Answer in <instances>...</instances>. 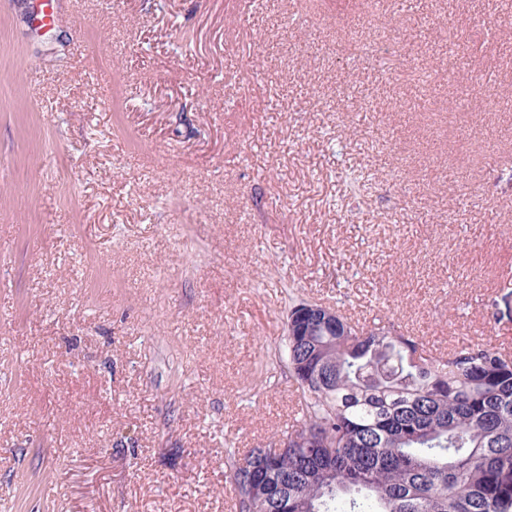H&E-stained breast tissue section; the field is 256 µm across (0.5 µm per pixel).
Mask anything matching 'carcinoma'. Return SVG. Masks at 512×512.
I'll return each instance as SVG.
<instances>
[{
	"mask_svg": "<svg viewBox=\"0 0 512 512\" xmlns=\"http://www.w3.org/2000/svg\"><path fill=\"white\" fill-rule=\"evenodd\" d=\"M286 337L300 420L228 453L235 512H512V357L439 359L392 324L335 314Z\"/></svg>",
	"mask_w": 512,
	"mask_h": 512,
	"instance_id": "cac0c4a2",
	"label": "carcinoma"
}]
</instances>
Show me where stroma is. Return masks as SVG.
Masks as SVG:
<instances>
[{
	"label": "stroma",
	"mask_w": 512,
	"mask_h": 512,
	"mask_svg": "<svg viewBox=\"0 0 512 512\" xmlns=\"http://www.w3.org/2000/svg\"><path fill=\"white\" fill-rule=\"evenodd\" d=\"M388 2L0 0V512H230L295 301L512 346L506 5ZM372 28L373 34H376V37H372L369 31H356L344 40V44L346 46H353L357 51H360L366 45L376 47L386 41L388 34L384 30L374 25Z\"/></svg>",
	"instance_id": "obj_1"
}]
</instances>
